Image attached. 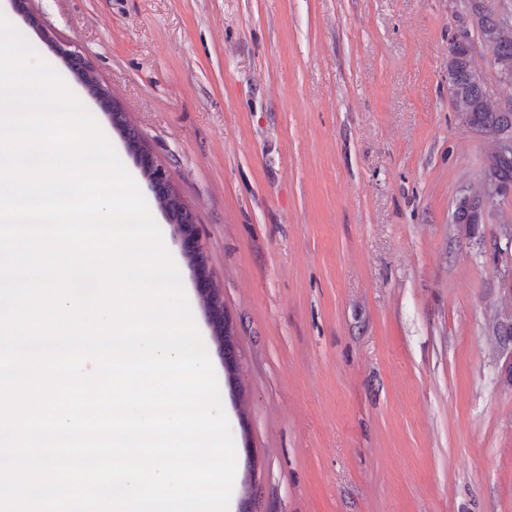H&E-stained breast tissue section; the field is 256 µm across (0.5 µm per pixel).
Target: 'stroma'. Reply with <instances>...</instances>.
I'll use <instances>...</instances> for the list:
<instances>
[{"label":"stroma","mask_w":512,"mask_h":512,"mask_svg":"<svg viewBox=\"0 0 512 512\" xmlns=\"http://www.w3.org/2000/svg\"><path fill=\"white\" fill-rule=\"evenodd\" d=\"M193 211L240 364L229 383L181 266L236 453L234 512H512V192L448 93L468 0H31ZM496 202L494 197L485 200L465 197L460 200L454 211V221L458 224H480L483 220L485 206H492Z\"/></svg>","instance_id":"1"}]
</instances>
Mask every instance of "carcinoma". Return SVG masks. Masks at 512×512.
<instances>
[{
    "label": "carcinoma",
    "instance_id": "carcinoma-1",
    "mask_svg": "<svg viewBox=\"0 0 512 512\" xmlns=\"http://www.w3.org/2000/svg\"><path fill=\"white\" fill-rule=\"evenodd\" d=\"M469 6L472 26L481 40L492 48L499 78L512 82V27L504 28L507 18L487 6L484 0H469ZM448 69L455 86L451 101L464 121L481 133H512V105L507 104L500 109L488 105L487 81L485 75L472 66L470 47L452 43ZM484 172L491 174L500 184L512 186V154L507 157L493 154ZM495 202L493 197L482 201L466 197L455 208L454 222L479 224L483 220L484 208Z\"/></svg>",
    "mask_w": 512,
    "mask_h": 512
}]
</instances>
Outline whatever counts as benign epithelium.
Listing matches in <instances>:
<instances>
[{
  "instance_id": "benign-epithelium-1",
  "label": "benign epithelium",
  "mask_w": 512,
  "mask_h": 512,
  "mask_svg": "<svg viewBox=\"0 0 512 512\" xmlns=\"http://www.w3.org/2000/svg\"><path fill=\"white\" fill-rule=\"evenodd\" d=\"M59 51L82 83L90 89L101 108L110 115L113 125L123 133L127 146L137 156L151 190L157 198L168 202L164 209L174 218L185 254L194 272L199 301L211 327L212 335L217 340L220 351L225 354V368L230 374H235L237 371L234 349L236 330L224 312L223 296L208 265L199 229L189 216L185 202L173 188L167 171L158 163L153 152L142 144L141 138L130 137V125L124 119V113L112 103L109 91L98 81L88 63L79 58L78 53L63 46L59 47Z\"/></svg>"
}]
</instances>
